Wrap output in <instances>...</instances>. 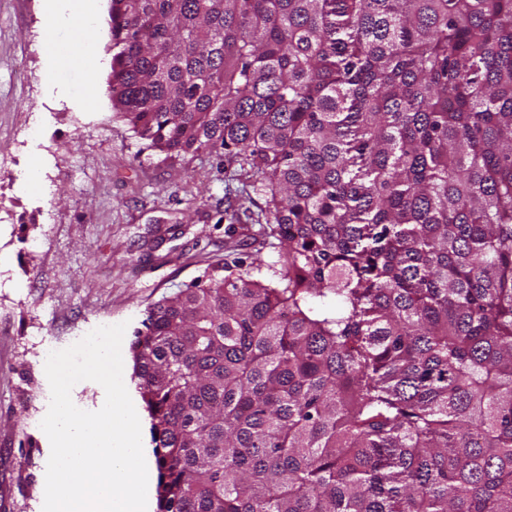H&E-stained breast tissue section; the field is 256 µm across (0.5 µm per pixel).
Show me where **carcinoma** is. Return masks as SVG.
<instances>
[{
  "instance_id": "1",
  "label": "carcinoma",
  "mask_w": 512,
  "mask_h": 512,
  "mask_svg": "<svg viewBox=\"0 0 512 512\" xmlns=\"http://www.w3.org/2000/svg\"><path fill=\"white\" fill-rule=\"evenodd\" d=\"M112 108L269 260L131 344L159 512H512V0H110Z\"/></svg>"
}]
</instances>
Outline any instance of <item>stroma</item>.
Here are the masks:
<instances>
[{
    "mask_svg": "<svg viewBox=\"0 0 512 512\" xmlns=\"http://www.w3.org/2000/svg\"><path fill=\"white\" fill-rule=\"evenodd\" d=\"M41 0H0V512H41L50 402L42 367L89 327L126 324L121 352L162 297L216 263L262 250L265 201L246 177L201 152L170 157L136 138L112 109L108 13L59 41L94 42L64 80L97 97L81 111L50 94Z\"/></svg>",
    "mask_w": 512,
    "mask_h": 512,
    "instance_id": "35a3bbf8",
    "label": "stroma"
}]
</instances>
